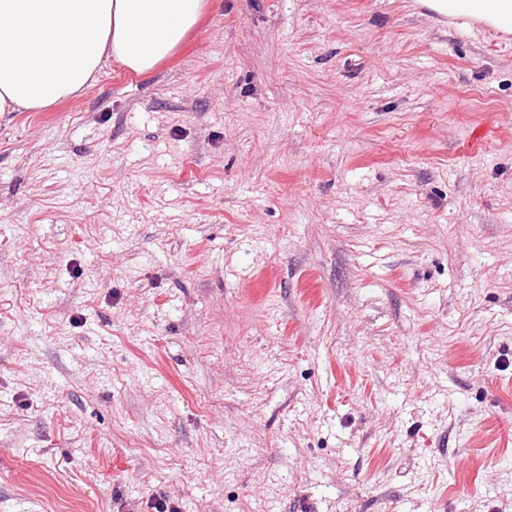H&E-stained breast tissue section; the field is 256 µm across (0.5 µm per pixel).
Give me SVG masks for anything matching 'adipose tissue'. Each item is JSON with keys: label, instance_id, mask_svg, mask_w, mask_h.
I'll use <instances>...</instances> for the list:
<instances>
[{"label": "adipose tissue", "instance_id": "obj_1", "mask_svg": "<svg viewBox=\"0 0 512 512\" xmlns=\"http://www.w3.org/2000/svg\"><path fill=\"white\" fill-rule=\"evenodd\" d=\"M205 0H0V113L73 96L111 62L152 71L198 23ZM448 13L512 31V0H448Z\"/></svg>", "mask_w": 512, "mask_h": 512}]
</instances>
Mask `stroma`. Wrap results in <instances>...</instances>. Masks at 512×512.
<instances>
[{
	"instance_id": "stroma-1",
	"label": "stroma",
	"mask_w": 512,
	"mask_h": 512,
	"mask_svg": "<svg viewBox=\"0 0 512 512\" xmlns=\"http://www.w3.org/2000/svg\"><path fill=\"white\" fill-rule=\"evenodd\" d=\"M512 512V45L207 0L0 114V512Z\"/></svg>"
}]
</instances>
